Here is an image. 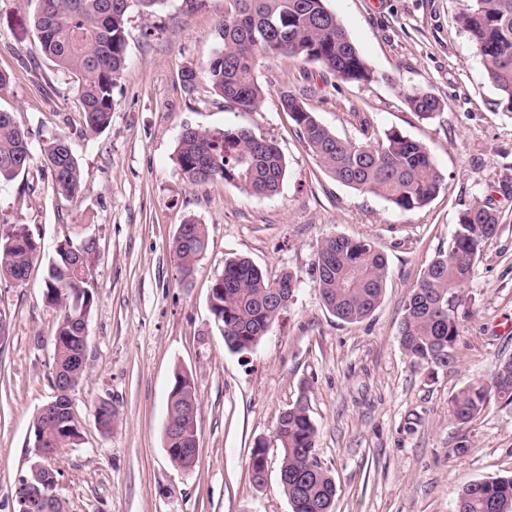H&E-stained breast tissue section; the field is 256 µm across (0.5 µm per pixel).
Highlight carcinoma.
Here are the masks:
<instances>
[{"mask_svg": "<svg viewBox=\"0 0 512 512\" xmlns=\"http://www.w3.org/2000/svg\"><path fill=\"white\" fill-rule=\"evenodd\" d=\"M132 0H35L34 27L43 56L57 69L76 77L85 132H104L112 122V88L126 63V16ZM230 11L219 29L222 47L203 70L215 95L241 110H251L265 89L255 70L259 60L285 55L315 63L342 81L369 84L379 76L361 57L325 0H228ZM463 31L481 57L488 80L512 110V0H465L459 12ZM283 111L300 139L324 170L337 182L383 197L402 211L426 206L440 191L444 175L420 141L393 130L381 138L368 135L352 141L336 135L309 111L303 94L279 92ZM422 120L434 118L440 103L431 93L416 90L405 96ZM33 161L28 132L13 113L0 111V185L25 173ZM44 161L52 173L54 190L74 196L82 181L81 167L64 137L44 146ZM180 173L191 184L220 178L257 197L275 195L286 175V160L277 144L246 127L206 129L187 126L176 148ZM175 235L173 258L183 276L192 274L209 244L206 225L185 223ZM500 227V215L486 201L475 199L458 217L455 233L439 250L410 296L399 325V344L418 363H456L460 337L457 310L484 242ZM97 243L58 246L44 279V297L63 310L54 338V378L57 391L77 387L85 375L82 333L93 306L90 291L92 259ZM40 243L25 224H12L0 233V279L22 281L40 253ZM387 262L369 238L338 235L323 241L315 264V283L326 309L338 320L354 323L378 307L385 288ZM295 289L296 278L284 272L275 279L246 258L224 262V274L211 286L210 311L226 347L236 353L251 350L266 335L287 306L280 304L283 289ZM512 402V359L501 362L491 378L476 380L454 395L452 418L466 427L475 421L490 395ZM61 396L43 407L32 424V447L68 448L82 444L83 434L71 410L48 420ZM198 403L191 376L174 374L167 397V417L181 430V439L167 442L174 449L171 462L182 469L193 460L183 449L197 440L198 417L189 413ZM316 427L305 400L285 411L276 427L282 448L279 481L291 512H333L336 483L316 455ZM39 474L30 471L18 481L15 499L33 489L52 495L54 512H63L55 496L60 473L50 460L39 459ZM512 512V475L475 481L462 489L455 512Z\"/></svg>", "mask_w": 512, "mask_h": 512, "instance_id": "carcinoma-1", "label": "carcinoma"}]
</instances>
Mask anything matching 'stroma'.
Segmentation results:
<instances>
[{"label": "stroma", "instance_id": "35a3bbf8", "mask_svg": "<svg viewBox=\"0 0 512 512\" xmlns=\"http://www.w3.org/2000/svg\"><path fill=\"white\" fill-rule=\"evenodd\" d=\"M377 72L376 82L341 81L315 64L277 56L259 62L266 89L244 111L210 92L186 91L185 68L219 47L225 0H165L127 14V65L113 89L112 124L82 132L73 76L38 50L32 0H0V110L30 134L28 173L0 185V230L27 225L41 243L25 281L0 280L10 338L0 345V512L33 458L35 415L56 395L52 376L62 312L43 296L57 246L97 242L90 289L85 376L70 396L83 442L52 464L65 512H291L278 486L279 451L255 486L252 448L270 441L281 415L306 397L316 454L336 482L334 512H453L468 484L512 474V404L491 398L465 428L451 398L512 359V110L488 81L456 18L462 0H326ZM303 91L309 109L339 137L395 130L423 142L445 182L425 207L402 211L382 197L333 180L300 140L279 92ZM423 90L442 112L419 119L405 95ZM248 127L273 139L287 172L277 195H248L222 179L188 184L175 163L184 127ZM66 137L83 172L79 193H54L41 149ZM500 215L464 287L458 359L417 364L399 344L405 305L428 264L446 247L474 199ZM207 227L209 246L183 277L171 244L181 224ZM372 239L387 262L382 300L347 324L324 307L313 267L324 239ZM249 258L268 277L299 283L288 307L249 352L234 353L214 324L209 294L224 262ZM199 401L198 456L175 467L164 441L167 395L176 369ZM108 399L110 431L96 423ZM465 454H457L460 441Z\"/></svg>", "mask_w": 512, "mask_h": 512}]
</instances>
